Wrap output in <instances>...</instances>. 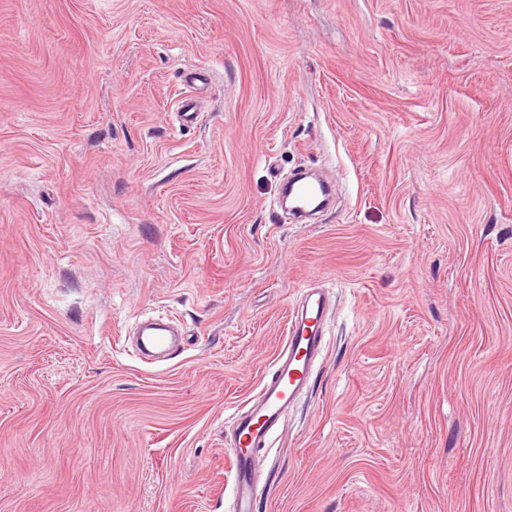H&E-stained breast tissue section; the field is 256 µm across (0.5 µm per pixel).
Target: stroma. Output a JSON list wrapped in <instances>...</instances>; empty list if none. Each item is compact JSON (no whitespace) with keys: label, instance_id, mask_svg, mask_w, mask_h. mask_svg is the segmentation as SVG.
Returning a JSON list of instances; mask_svg holds the SVG:
<instances>
[{"label":"stroma","instance_id":"obj_1","mask_svg":"<svg viewBox=\"0 0 512 512\" xmlns=\"http://www.w3.org/2000/svg\"><path fill=\"white\" fill-rule=\"evenodd\" d=\"M316 275L259 512H512V0H0V512H232ZM309 293L305 291L294 311L284 346L258 393L247 401L245 411H236L233 416V512H258L261 489L257 473L261 463L254 449L265 448L270 442L288 407L311 384L323 355L325 336L321 325L329 299L323 289ZM164 318L176 322L169 316L146 315L133 323L132 335L137 336L140 350L152 348L170 352L178 347L173 336L179 335V332L173 326L164 324Z\"/></svg>","mask_w":512,"mask_h":512}]
</instances>
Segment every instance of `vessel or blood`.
Listing matches in <instances>:
<instances>
[{"instance_id":"1","label":"vessel or blood","mask_w":512,"mask_h":512,"mask_svg":"<svg viewBox=\"0 0 512 512\" xmlns=\"http://www.w3.org/2000/svg\"><path fill=\"white\" fill-rule=\"evenodd\" d=\"M328 304L329 300L321 290L306 295L299 303L270 373L262 380L255 397L249 399L247 409L236 411L233 416L230 485L233 512H257L261 498L257 473L261 463L256 451L266 447L288 407L312 382L324 352L321 325ZM132 333L144 349L171 351L176 347V329L164 324L156 315L138 318Z\"/></svg>"}]
</instances>
